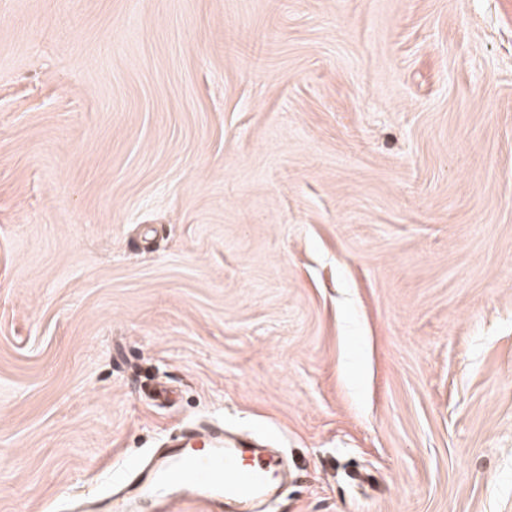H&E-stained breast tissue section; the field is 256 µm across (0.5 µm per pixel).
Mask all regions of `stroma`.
<instances>
[{
    "instance_id": "obj_1",
    "label": "stroma",
    "mask_w": 512,
    "mask_h": 512,
    "mask_svg": "<svg viewBox=\"0 0 512 512\" xmlns=\"http://www.w3.org/2000/svg\"><path fill=\"white\" fill-rule=\"evenodd\" d=\"M218 419L512 512V0H0V512Z\"/></svg>"
}]
</instances>
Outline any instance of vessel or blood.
Returning <instances> with one entry per match:
<instances>
[{"label": "vessel or blood", "instance_id": "1", "mask_svg": "<svg viewBox=\"0 0 512 512\" xmlns=\"http://www.w3.org/2000/svg\"><path fill=\"white\" fill-rule=\"evenodd\" d=\"M132 493L119 503L90 500L84 512H144L161 508L169 491L180 493L194 512H253L259 498L279 487L284 463L272 448L255 438L225 434L221 424L195 428L171 437L150 461L124 463Z\"/></svg>", "mask_w": 512, "mask_h": 512}]
</instances>
